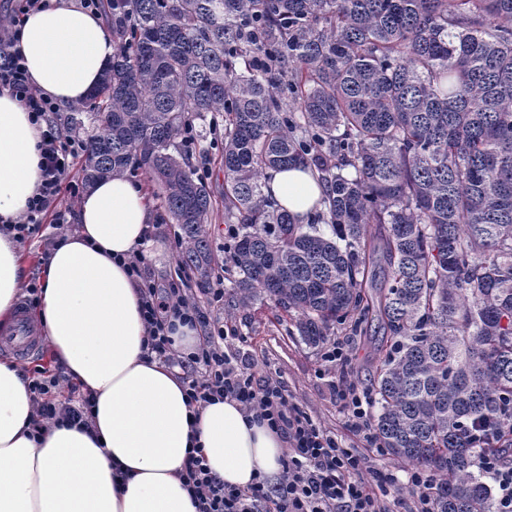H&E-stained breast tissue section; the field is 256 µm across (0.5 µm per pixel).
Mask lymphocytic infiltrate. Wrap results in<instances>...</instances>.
<instances>
[{"mask_svg":"<svg viewBox=\"0 0 512 512\" xmlns=\"http://www.w3.org/2000/svg\"><path fill=\"white\" fill-rule=\"evenodd\" d=\"M45 4L46 0H9L12 20L0 28V92L15 97L32 121L44 127L38 145L43 181L26 213L13 222L21 240L36 232L45 219L68 223L69 202L80 194L70 172L76 157L83 155L84 144L58 127L57 102L31 84L24 59L15 48L25 15ZM129 268L145 288L142 312L147 348L184 371L188 404L200 407L224 398L235 400L246 414L283 434L288 443L280 482L273 484L259 476L244 490L225 486L210 471L201 449H189L182 479L198 512H382L374 486L360 476L363 457L344 448L291 404L280 381L256 379L251 367L226 353L224 343L233 335L230 328L209 323L179 283L157 289L141 254L131 256ZM174 319L203 328L204 336L193 349L176 350L166 330ZM66 381L59 367L28 377L34 428L49 421L87 424L92 399L66 392Z\"/></svg>","mask_w":512,"mask_h":512,"instance_id":"1","label":"lymphocytic infiltrate"}]
</instances>
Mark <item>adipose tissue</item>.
Returning <instances> with one entry per match:
<instances>
[{
    "instance_id": "obj_1",
    "label": "adipose tissue",
    "mask_w": 512,
    "mask_h": 512,
    "mask_svg": "<svg viewBox=\"0 0 512 512\" xmlns=\"http://www.w3.org/2000/svg\"><path fill=\"white\" fill-rule=\"evenodd\" d=\"M16 48L31 83L71 104L89 96L115 52L81 0H49L29 13ZM40 139L25 107L0 93V222L25 213L39 191ZM267 190L299 224L322 195L301 168L274 173ZM154 221L141 184L98 181L81 199L77 230L43 260L34 319L55 360L92 396V419L34 430L22 372L0 360V512H196L180 477L192 448L228 486L280 477V434L230 399L192 412L177 371L144 346V293L128 259ZM28 269L14 232L0 229V331L15 327Z\"/></svg>"
}]
</instances>
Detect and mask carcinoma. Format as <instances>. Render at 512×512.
<instances>
[{
	"label": "carcinoma",
	"instance_id": "1",
	"mask_svg": "<svg viewBox=\"0 0 512 512\" xmlns=\"http://www.w3.org/2000/svg\"><path fill=\"white\" fill-rule=\"evenodd\" d=\"M112 64L74 106L85 184L163 185L178 264L207 278L215 196L183 129L223 122L233 297L310 347L383 331L371 427L434 477L432 512H494L512 456V0H112ZM308 168L297 224L266 176ZM330 226L325 233L320 224ZM479 467L488 474L497 487L496 512L512 511V464L480 457Z\"/></svg>",
	"mask_w": 512,
	"mask_h": 512
}]
</instances>
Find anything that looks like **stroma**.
I'll list each match as a JSON object with an SVG mask.
<instances>
[{"label":"stroma","mask_w":512,"mask_h":512,"mask_svg":"<svg viewBox=\"0 0 512 512\" xmlns=\"http://www.w3.org/2000/svg\"><path fill=\"white\" fill-rule=\"evenodd\" d=\"M194 130L200 147L194 150L190 164L203 173L213 192H221L224 174L218 164L222 149V134L212 132L207 120H195ZM208 233L215 255L214 269L207 289H200L190 273L180 269L177 262L175 240L178 227L174 224L155 222L151 234L153 242L162 244V254L152 249H143L144 262L154 275L159 287L169 281L184 280L191 296L205 309L212 321L233 327L234 339L228 340L227 351L246 360L256 374L271 376L282 381L293 404L305 411L312 421L325 432L365 457L370 465L363 471L366 480L376 481L378 474L402 475L401 465L393 463L387 456L372 451L363 435L355 432L349 422L347 407L337 399L335 389L340 385L357 388L368 386L372 377L373 346L367 340L347 341L350 360L346 365L325 363L322 349L311 348L302 343L288 316L266 301L256 302L252 307H239L230 291L237 277L236 269L224 261L225 223L224 208L216 206L211 213ZM221 287L225 297L213 302L209 289Z\"/></svg>","instance_id":"1"}]
</instances>
